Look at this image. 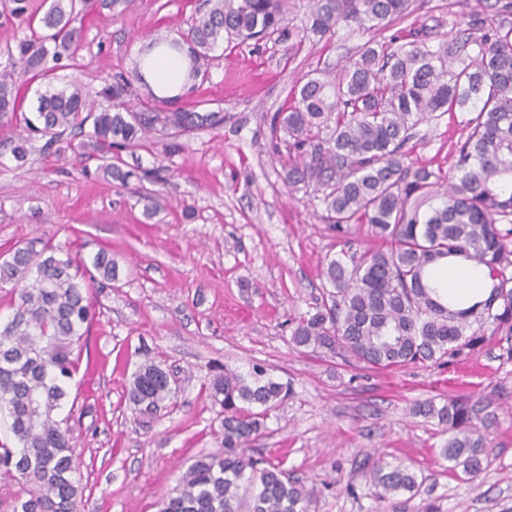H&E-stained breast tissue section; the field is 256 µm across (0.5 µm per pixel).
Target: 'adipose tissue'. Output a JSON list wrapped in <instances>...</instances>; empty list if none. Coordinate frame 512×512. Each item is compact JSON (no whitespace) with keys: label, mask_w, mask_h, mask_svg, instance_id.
Segmentation results:
<instances>
[{"label":"adipose tissue","mask_w":512,"mask_h":512,"mask_svg":"<svg viewBox=\"0 0 512 512\" xmlns=\"http://www.w3.org/2000/svg\"><path fill=\"white\" fill-rule=\"evenodd\" d=\"M139 66L157 97L174 99L184 91L191 57L188 50L174 52L161 45L142 54ZM433 275L447 283L450 296L469 302L484 299L492 285L486 272L457 258L441 262Z\"/></svg>","instance_id":"1"}]
</instances>
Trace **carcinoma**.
<instances>
[{"label": "carcinoma", "instance_id": "carcinoma-1", "mask_svg": "<svg viewBox=\"0 0 512 512\" xmlns=\"http://www.w3.org/2000/svg\"><path fill=\"white\" fill-rule=\"evenodd\" d=\"M92 0H50L44 11L29 0H8V16L29 35L5 43L0 67V128L23 123L24 134L6 144L19 165L30 145L79 156L92 149L104 173L125 178L121 153L160 137L172 155L185 149L191 132L224 124L220 112L170 110L155 95L129 104L132 77L107 74L100 86L73 84L39 96L32 115L23 111L22 84H48L66 59L76 63L82 44L78 23ZM205 12L188 31L168 39L190 48V79H197L208 51L222 41L243 46L272 35L300 45L309 34L332 36L339 25L385 29L408 15L409 0H312L299 26L285 24L288 0H204ZM482 34L465 30L436 47L417 30L403 41L398 32L382 43H365L332 76L307 79L294 105L274 113L270 140L291 162L288 183L322 191L325 220L343 234L366 224L385 246L327 262L331 290L292 333L297 347L324 354L342 352L368 368L443 363L482 340L487 323L512 335V26L481 23ZM462 68L454 69L455 64ZM108 102L97 107L98 99ZM473 113L469 132L441 203L421 211L432 193L433 173L411 171L404 159L417 125L455 109ZM461 258L484 269L489 294L469 305L448 297L431 279L432 268ZM117 278L112 257L91 263L40 238L16 246L0 261V283L9 289L12 316L0 322V414L10 420L13 444L0 441V480L17 487L11 512H80L83 487L74 444L56 411L68 397L64 381L76 370L79 347L95 310L94 288ZM172 375L153 362L132 373L129 402L144 417L173 400ZM287 384L256 367L242 374L228 367L207 387L222 416L221 448L200 455L182 472L159 512H309L310 492L281 464L256 459L247 447L261 432L268 412L288 398ZM414 414L435 418L450 437L441 448L448 471L476 478L488 460L485 432L496 422L492 402L428 400ZM368 478L385 500L414 492L425 477L380 459Z\"/></svg>", "mask_w": 512, "mask_h": 512}]
</instances>
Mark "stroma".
I'll use <instances>...</instances> for the list:
<instances>
[{
	"label": "stroma",
	"mask_w": 512,
	"mask_h": 512,
	"mask_svg": "<svg viewBox=\"0 0 512 512\" xmlns=\"http://www.w3.org/2000/svg\"><path fill=\"white\" fill-rule=\"evenodd\" d=\"M489 2L411 0L399 27L425 28L432 45L448 42L470 21L492 18ZM203 10V0L93 9L82 20L80 66L59 69L55 88L133 73L146 42L187 30ZM390 35L352 26L299 45L271 36L214 48L205 78L178 104L223 112V125L193 132L168 158L158 143L123 154V182L94 158L36 150L20 166L0 147V252L49 238L87 263L108 251L118 270L111 287L93 293L96 315L67 384L76 402L58 413L74 438L85 512H158L193 459L220 446L206 386L224 368L246 374L256 364L291 393L265 418L251 453L301 479L310 512H424L429 504L436 512H512V336L489 328L449 365L387 371L291 340L328 286L327 259L378 242L364 225L336 237L316 193L285 182L269 119L301 77L334 71L367 41ZM467 119L458 110L420 124L410 166L449 176ZM161 164L162 181L139 180L140 170ZM146 361L176 385L173 405L149 419L126 397ZM455 396L490 399L498 415L486 433L489 464L471 482L449 472L436 420L413 413L418 402ZM379 457L421 473L419 491L378 499L366 471Z\"/></svg>",
	"instance_id": "1"
}]
</instances>
